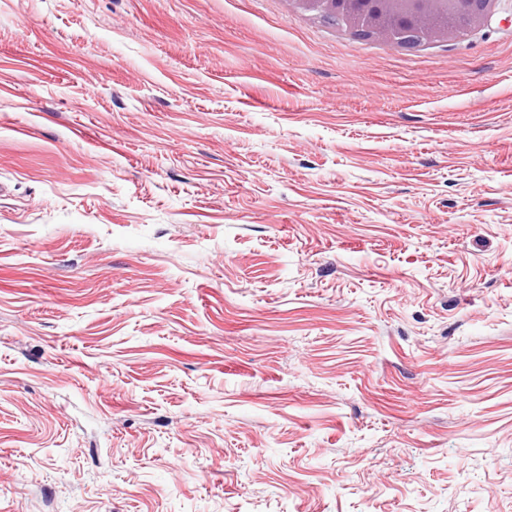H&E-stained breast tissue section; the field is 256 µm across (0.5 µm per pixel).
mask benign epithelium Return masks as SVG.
<instances>
[{
	"label": "benign epithelium",
	"instance_id": "7a95c632",
	"mask_svg": "<svg viewBox=\"0 0 512 512\" xmlns=\"http://www.w3.org/2000/svg\"><path fill=\"white\" fill-rule=\"evenodd\" d=\"M323 22L413 50L487 28L496 0H292Z\"/></svg>",
	"mask_w": 512,
	"mask_h": 512
}]
</instances>
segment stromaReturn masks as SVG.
Masks as SVG:
<instances>
[{"label": "stroma", "mask_w": 512, "mask_h": 512, "mask_svg": "<svg viewBox=\"0 0 512 512\" xmlns=\"http://www.w3.org/2000/svg\"><path fill=\"white\" fill-rule=\"evenodd\" d=\"M0 512H512V0H0ZM323 22L408 50L488 28L496 0H292Z\"/></svg>", "instance_id": "stroma-1"}]
</instances>
